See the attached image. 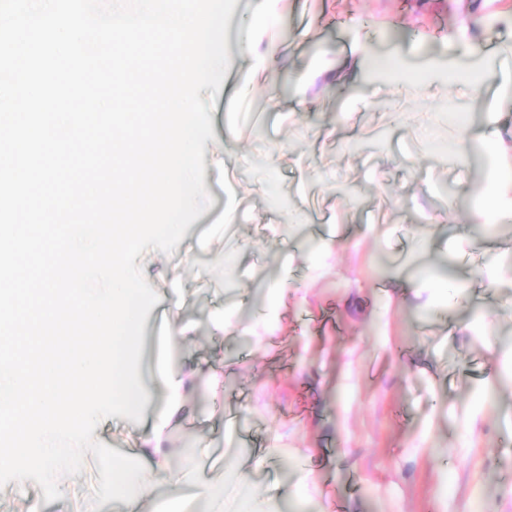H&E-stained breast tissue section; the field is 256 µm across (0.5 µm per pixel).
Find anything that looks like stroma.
<instances>
[{
	"label": "stroma",
	"instance_id": "stroma-1",
	"mask_svg": "<svg viewBox=\"0 0 512 512\" xmlns=\"http://www.w3.org/2000/svg\"><path fill=\"white\" fill-rule=\"evenodd\" d=\"M259 5L237 0L228 24L229 67L210 113L224 168L204 171L213 203L182 248L140 257L160 296L141 378L163 344L162 309L195 326L175 351L194 387L170 442L196 444L205 478L241 470L254 497L282 512H512V380L501 378L512 371L501 341L512 332V229L476 221L490 178L483 148L449 159L422 134L439 101L455 100L468 122L441 121L438 138L499 131V159L512 166V100L500 96L512 85V0H285L276 61L253 77L237 31ZM465 41L483 50L482 98L363 77L369 59L417 71L434 59L468 64ZM259 153L285 208L256 185ZM224 255L235 259L227 276L215 268ZM276 282L283 305L266 318ZM220 307L257 335L213 332ZM162 404L155 397L138 423L105 422L102 443L134 455ZM99 478L86 455L62 498L11 482L0 512H124L117 500L92 507Z\"/></svg>",
	"mask_w": 512,
	"mask_h": 512
}]
</instances>
